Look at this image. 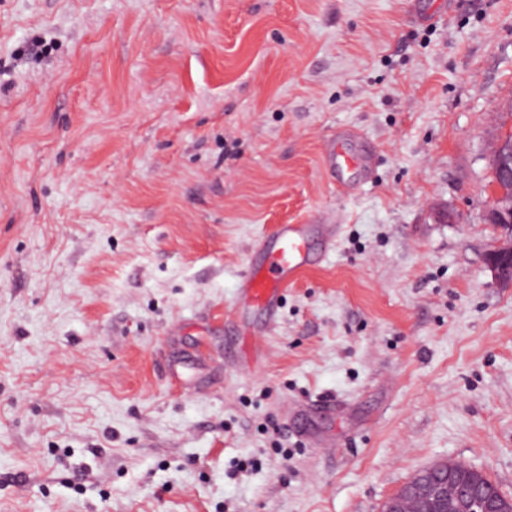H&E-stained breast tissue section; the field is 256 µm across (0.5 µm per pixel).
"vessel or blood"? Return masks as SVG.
<instances>
[{
  "mask_svg": "<svg viewBox=\"0 0 512 512\" xmlns=\"http://www.w3.org/2000/svg\"><path fill=\"white\" fill-rule=\"evenodd\" d=\"M324 164L336 182L337 192L347 195L371 178L376 157L371 143L361 133L345 129L329 139ZM338 232L335 224L277 225L261 263L250 266L240 279L239 310H263L267 325H274L278 304L288 284L310 262L312 235H320L330 249Z\"/></svg>",
  "mask_w": 512,
  "mask_h": 512,
  "instance_id": "1",
  "label": "vessel or blood"
}]
</instances>
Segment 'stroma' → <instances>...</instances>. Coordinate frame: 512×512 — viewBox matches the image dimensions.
<instances>
[{"instance_id":"35a3bbf8","label":"stroma","mask_w":512,"mask_h":512,"mask_svg":"<svg viewBox=\"0 0 512 512\" xmlns=\"http://www.w3.org/2000/svg\"><path fill=\"white\" fill-rule=\"evenodd\" d=\"M511 131L512 0H0V512H380L439 460L512 497ZM327 217L254 354L242 271ZM324 164L336 182L340 195H349L368 181L376 164L371 143L352 129L337 131L329 139ZM496 141L492 149V161L496 164L502 179L512 181V132ZM487 220L500 233L502 244L490 250L485 266L492 278L502 287H512V195L496 188L491 196Z\"/></svg>"}]
</instances>
